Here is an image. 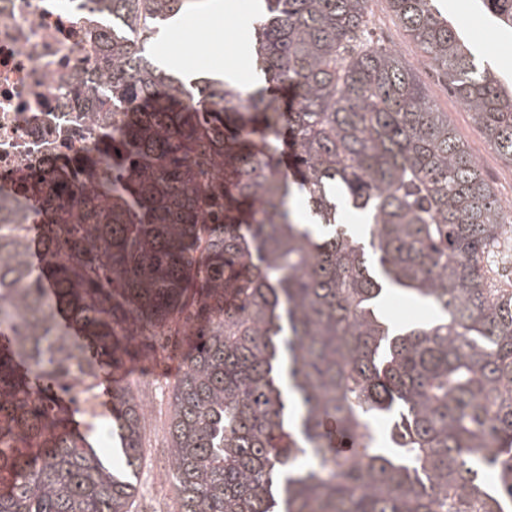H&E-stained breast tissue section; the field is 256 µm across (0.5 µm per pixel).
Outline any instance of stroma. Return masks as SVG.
<instances>
[{
    "label": "stroma",
    "mask_w": 512,
    "mask_h": 512,
    "mask_svg": "<svg viewBox=\"0 0 512 512\" xmlns=\"http://www.w3.org/2000/svg\"><path fill=\"white\" fill-rule=\"evenodd\" d=\"M224 13L213 18L211 9L195 15L202 21L199 32L188 27L166 26L145 46L149 57L160 65H169L171 59L182 62L175 73L187 82L200 77H220L228 69L248 74L251 89L268 90L269 82L263 70L254 63H241V54L248 50L252 37V22L245 12L249 0H221ZM438 6L448 20L459 25L463 37L470 43L476 56L501 73L503 79L512 80V37H507L489 18L479 0H438ZM365 44L396 51L420 77L434 95L441 111L457 135L475 155L482 166L483 177L498 198L512 195V164L503 161L477 131L471 112L462 107L448 93L441 70L422 54L407 35L391 11H384L381 24L363 38ZM186 356L185 350L157 354L156 360L165 364L164 374L150 377L144 371H131L126 382L143 406L150 429L144 446L146 462L139 475V493L135 512H173L175 492L171 475L170 444L167 422L170 414L172 387L178 380ZM98 398L94 412L78 408L76 420L82 424V438L100 455L116 456V447H101L100 428H111L112 411L106 385L96 387Z\"/></svg>",
    "instance_id": "obj_1"
}]
</instances>
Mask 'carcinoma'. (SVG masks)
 I'll return each mask as SVG.
<instances>
[{"label": "carcinoma", "mask_w": 512, "mask_h": 512, "mask_svg": "<svg viewBox=\"0 0 512 512\" xmlns=\"http://www.w3.org/2000/svg\"><path fill=\"white\" fill-rule=\"evenodd\" d=\"M102 2L83 81L95 111L136 117L76 163L78 182L25 186L32 208L58 202L42 235L53 291L29 238L0 240V512H132L134 394L109 391L119 472L69 430L62 395L173 336L194 347L170 411L179 512H512V289L484 266L512 216L413 70L362 43L368 0H265L253 48L290 91L284 111L144 54L196 0ZM387 2L512 164V85L435 0ZM481 2L512 34V0ZM285 130L283 176L268 141ZM351 210L360 232L339 224ZM392 293L432 318L386 322Z\"/></svg>", "instance_id": "1"}]
</instances>
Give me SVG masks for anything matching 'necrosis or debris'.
<instances>
[{
    "label": "necrosis or debris",
    "instance_id": "4bbe7bcc",
    "mask_svg": "<svg viewBox=\"0 0 512 512\" xmlns=\"http://www.w3.org/2000/svg\"><path fill=\"white\" fill-rule=\"evenodd\" d=\"M99 0H0V200L23 199L15 180L71 167L96 154L112 115L93 111L80 75L95 62ZM94 112V111H93Z\"/></svg>",
    "mask_w": 512,
    "mask_h": 512
}]
</instances>
